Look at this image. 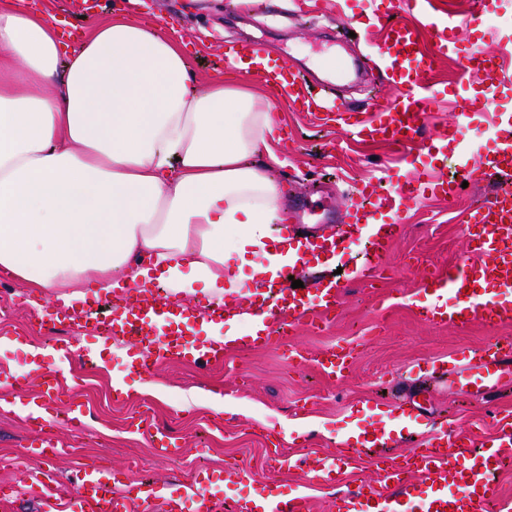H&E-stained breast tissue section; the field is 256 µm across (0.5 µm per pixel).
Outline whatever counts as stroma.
I'll return each instance as SVG.
<instances>
[{
	"label": "stroma",
	"instance_id": "stroma-1",
	"mask_svg": "<svg viewBox=\"0 0 512 512\" xmlns=\"http://www.w3.org/2000/svg\"><path fill=\"white\" fill-rule=\"evenodd\" d=\"M56 18L89 28L112 14L113 0H99L87 8L86 0H50ZM448 12L465 23L466 46L494 50L496 42L512 38V0H505L494 35L469 24L468 0H446ZM345 10L356 26L371 23L372 38H379L388 19L400 17L397 0H377L376 21L355 0H318L314 11L296 6L279 8L277 15H233L226 0H140L143 21L165 20L169 33L182 39L199 77L224 69V45L238 37L261 38L279 52H290L307 66L332 47L325 35L334 28L337 10ZM462 64L448 54L439 64L434 81L441 91L429 114L424 137L430 138L454 122L465 103L454 84ZM282 114L270 143L281 164L274 177L287 182L281 209L314 207L312 223L325 232L336 229L337 214L351 201L353 187L380 181L392 191L396 174L407 164L392 147L347 138L337 123L325 122L308 112H296L279 103ZM501 186L491 179L462 189L456 206L432 196L421 199L402 215L403 230L367 280L349 281L335 319L319 330L293 325L287 343L267 348L235 345L224 353L223 366L186 361L164 362L148 376L126 372L127 350L103 344L83 332L82 346L92 348L104 368L85 371L80 360H51L61 381L59 410L70 404L87 407L84 427L58 432L62 447L86 444L92 463L115 469L131 467L136 478L177 484L202 470L224 471L231 454L242 464L254 465L252 480L224 485V504L262 495L269 476L259 468L268 448L278 447L292 459L317 452L330 454L337 442L356 429L371 426L367 410L392 400L419 379V368L431 360L452 361L461 351H474L494 337L511 338L512 324L475 323L459 330L425 324L420 311L427 304L419 288L426 272H445L474 261L463 235L468 212L485 202ZM13 289L12 301L0 304V373L27 376L25 395H35L41 381L25 366L30 349H50L54 336L71 335L66 326L50 329L40 307L56 306L54 298H36L16 279L0 283ZM359 343V354L348 375L340 381L325 378L316 359L323 349L339 342ZM128 386L123 402H113L114 382ZM422 399L430 419H448L457 432L486 440L496 436L493 411H512V389L500 392L493 403L451 393L446 383L425 381ZM157 429L170 435L173 447L162 452L157 439L135 425L144 404ZM42 424L26 413L0 408V484L23 491L35 468L49 471L66 482L72 467L66 456L35 460L29 445L42 438Z\"/></svg>",
	"mask_w": 512,
	"mask_h": 512
}]
</instances>
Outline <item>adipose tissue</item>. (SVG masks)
Returning <instances> with one entry per match:
<instances>
[{
    "mask_svg": "<svg viewBox=\"0 0 512 512\" xmlns=\"http://www.w3.org/2000/svg\"><path fill=\"white\" fill-rule=\"evenodd\" d=\"M138 2L71 45L48 9L0 0V270L68 304L157 278L243 296L288 262L281 113L249 73L200 80Z\"/></svg>",
    "mask_w": 512,
    "mask_h": 512,
    "instance_id": "obj_1",
    "label": "adipose tissue"
}]
</instances>
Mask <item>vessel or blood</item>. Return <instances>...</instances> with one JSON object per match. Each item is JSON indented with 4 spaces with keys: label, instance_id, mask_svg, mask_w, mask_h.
Masks as SVG:
<instances>
[{
    "label": "vessel or blood",
    "instance_id": "vessel-or-blood-1",
    "mask_svg": "<svg viewBox=\"0 0 512 512\" xmlns=\"http://www.w3.org/2000/svg\"><path fill=\"white\" fill-rule=\"evenodd\" d=\"M404 13L420 18L416 24H395L357 61L363 69L376 61L386 63V74L396 85V96L354 104L336 94V84L319 78L313 71L297 66L290 59L271 55L256 39L227 43L224 63L236 68L246 66L279 98L298 112L328 111L344 131L357 141L382 142L399 151L453 150V173L430 168L414 170L398 178L395 197L389 205L391 216L374 223L373 215L381 204L369 199L365 207L349 206L338 230L325 235L301 231V212L289 213L285 222L290 234L300 235L308 251L336 253L345 243L363 233L376 253L385 252L399 233L398 212L425 195L455 201L459 180L478 184L496 176L512 173V113L497 112L496 100L502 86L512 82V68L499 63L497 56L481 51L463 52L464 80L458 89L474 112L491 115V139L494 147L473 156L465 142V125H449L436 139L423 142L430 105L439 95L430 80L438 58L458 49L459 25L435 10L433 0H399ZM436 39L432 50L421 47L423 33ZM464 234L474 243L477 262L449 269L422 279V291L436 302L426 307L424 319L433 326L467 328L475 322L488 325L512 323V193L498 191L482 205L469 212ZM293 266L283 267L266 288L262 299L252 300L255 316L262 323L250 343L268 345L282 336L281 316L297 322L326 324L340 306L343 283L336 277L317 280L313 290L291 287L288 278ZM237 299L213 300L203 309L178 299L160 295L156 290L134 293L122 303L112 304L94 330L104 339L133 348L126 365L128 372L144 375L156 364L191 358L209 365L224 362L230 341L225 336L206 339L191 335L186 316L205 321L223 319L237 309ZM351 351L333 349L323 353L317 365L331 379L343 377L350 365ZM45 385L41 395L24 402L30 416L47 411L59 393L53 370L41 358H34ZM457 394H489L512 386V341L491 339L473 354H465L463 368L451 383ZM423 415L417 400L391 404L382 409L376 426L358 433L355 440L343 441L329 456L307 455L303 475L326 486L338 485L343 477L357 469L362 448L376 449L375 465L383 487L365 485L337 493L334 512H482L494 498L492 476L505 462L512 461V422L499 417V434L492 447L476 446L474 438L453 430H440L420 440H413V430L421 426ZM403 452H395V445ZM248 468L225 470L222 477L194 476L182 487L173 488L154 480L129 478L124 472L95 464L78 469L69 484H50L45 472L31 474L29 491L41 503V512H183L182 504L193 500L195 512H221L224 501L219 489L224 481L248 480ZM308 497L295 493L282 497L276 483H268L262 504L239 502L236 512H310Z\"/></svg>",
    "mask_w": 512,
    "mask_h": 512
}]
</instances>
